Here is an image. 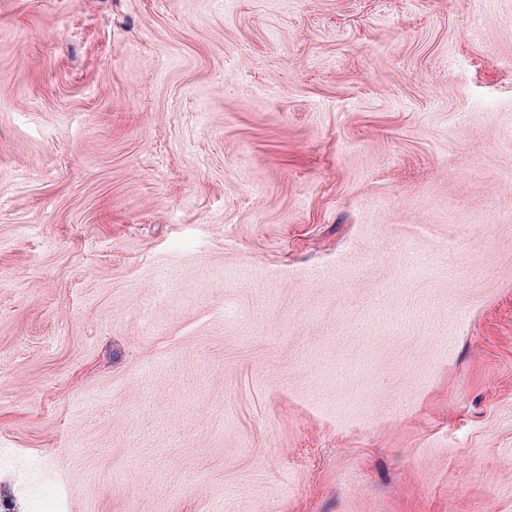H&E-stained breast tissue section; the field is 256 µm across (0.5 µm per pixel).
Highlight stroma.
<instances>
[{
	"instance_id": "obj_1",
	"label": "stroma",
	"mask_w": 512,
	"mask_h": 512,
	"mask_svg": "<svg viewBox=\"0 0 512 512\" xmlns=\"http://www.w3.org/2000/svg\"><path fill=\"white\" fill-rule=\"evenodd\" d=\"M0 512H512V0H0Z\"/></svg>"
}]
</instances>
